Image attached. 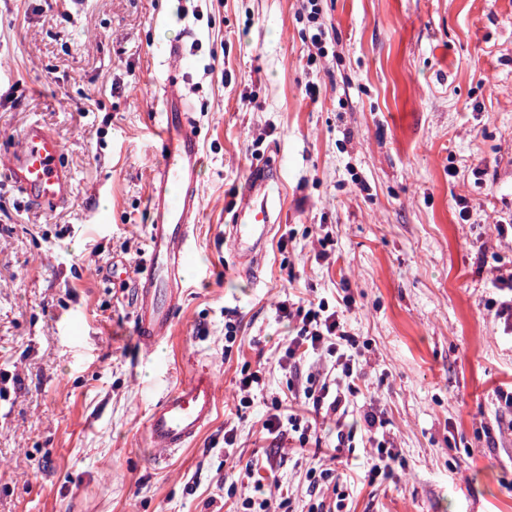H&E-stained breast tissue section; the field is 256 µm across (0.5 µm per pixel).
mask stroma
I'll return each instance as SVG.
<instances>
[{
    "label": "stroma",
    "mask_w": 512,
    "mask_h": 512,
    "mask_svg": "<svg viewBox=\"0 0 512 512\" xmlns=\"http://www.w3.org/2000/svg\"><path fill=\"white\" fill-rule=\"evenodd\" d=\"M318 4L316 59L306 0H0V372L15 378L0 397V512H235L256 460L292 512L333 503L310 486L324 468L348 512H512V409L495 396L512 384V337L487 307L512 273V236L496 230L512 225V0ZM175 71L204 167L180 313L150 352L133 333V281ZM32 122L70 170L55 210L27 204L3 165ZM262 161L281 216L244 262L228 230ZM306 299L355 339L349 411L385 420L397 479L363 482L370 445L334 453L333 418L304 445L263 430L275 402L304 403L308 377L334 363L281 366L295 329L276 304ZM201 367L217 384L213 422L161 452L149 414ZM253 371L254 402L238 409Z\"/></svg>",
    "instance_id": "stroma-1"
}]
</instances>
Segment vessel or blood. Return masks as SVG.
<instances>
[{
  "mask_svg": "<svg viewBox=\"0 0 512 512\" xmlns=\"http://www.w3.org/2000/svg\"><path fill=\"white\" fill-rule=\"evenodd\" d=\"M163 104V158L151 190L155 219L148 230L147 257L133 283L135 336L146 347L166 339L179 313L181 271L191 256V220L199 207L203 162L190 106L177 78H169ZM7 166L10 182L33 205L52 210L68 204L71 176L61 143L41 124L24 128ZM269 182L264 169L253 168L232 226L231 244L240 260L254 258L264 249L273 217ZM216 404L214 378L207 370L197 371L152 409V441L166 452L187 447L210 425Z\"/></svg>",
  "mask_w": 512,
  "mask_h": 512,
  "instance_id": "vessel-or-blood-1",
  "label": "vessel or blood"
}]
</instances>
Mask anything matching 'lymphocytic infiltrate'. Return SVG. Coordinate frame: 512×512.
Returning <instances> with one entry per match:
<instances>
[{"mask_svg":"<svg viewBox=\"0 0 512 512\" xmlns=\"http://www.w3.org/2000/svg\"><path fill=\"white\" fill-rule=\"evenodd\" d=\"M279 310L285 317L297 319L299 328L295 336L288 340L283 357L291 362L300 356L327 353L336 359L338 374L334 379L323 380L319 388L307 391L306 397L312 402L308 417L286 409L275 410L266 416L263 427L268 434L278 436L283 426H291L300 433V441H307L308 434L315 428L321 413H329L336 418L338 445L352 443L356 434H363L374 448L364 475L367 483L379 480H392L397 476L400 464L392 452L383 432L385 421L373 412H365L360 420L348 421L349 397L356 389L360 378L354 355L344 350L348 335L344 331L337 313L328 310L325 302H308L294 308L280 304Z\"/></svg>","mask_w":512,"mask_h":512,"instance_id":"obj_1","label":"lymphocytic infiltrate"}]
</instances>
